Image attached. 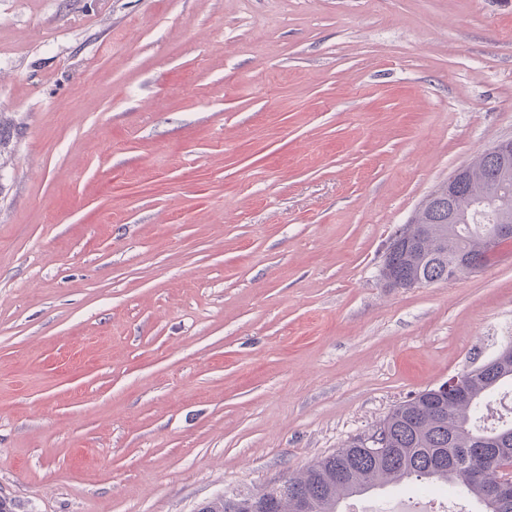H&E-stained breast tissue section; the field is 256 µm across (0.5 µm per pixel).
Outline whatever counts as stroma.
I'll use <instances>...</instances> for the list:
<instances>
[{
	"label": "stroma",
	"instance_id": "obj_1",
	"mask_svg": "<svg viewBox=\"0 0 512 512\" xmlns=\"http://www.w3.org/2000/svg\"><path fill=\"white\" fill-rule=\"evenodd\" d=\"M0 498L197 512L512 344V243L389 288L512 137V0H0ZM381 276L386 286L390 288H415L430 283H421L402 279L399 274L398 260L395 254L387 253L383 260Z\"/></svg>",
	"mask_w": 512,
	"mask_h": 512
}]
</instances>
